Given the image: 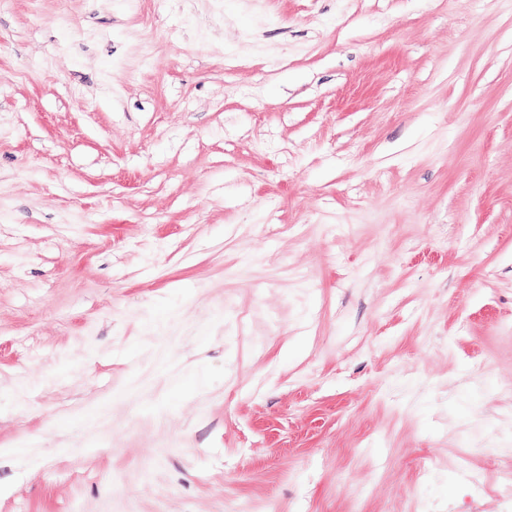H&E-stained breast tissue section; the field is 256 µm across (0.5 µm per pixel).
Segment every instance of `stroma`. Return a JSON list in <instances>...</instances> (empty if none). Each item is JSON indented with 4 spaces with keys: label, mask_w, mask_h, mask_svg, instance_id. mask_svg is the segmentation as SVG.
<instances>
[{
    "label": "stroma",
    "mask_w": 512,
    "mask_h": 512,
    "mask_svg": "<svg viewBox=\"0 0 512 512\" xmlns=\"http://www.w3.org/2000/svg\"><path fill=\"white\" fill-rule=\"evenodd\" d=\"M512 0H0V512H512Z\"/></svg>",
    "instance_id": "stroma-1"
}]
</instances>
